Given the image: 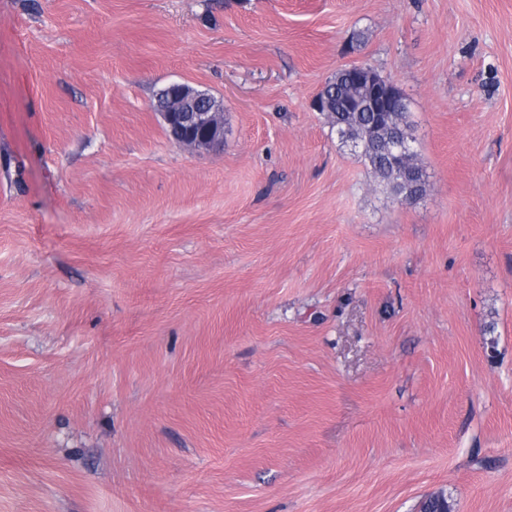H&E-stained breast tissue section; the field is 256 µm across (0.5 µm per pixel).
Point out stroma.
<instances>
[{
    "mask_svg": "<svg viewBox=\"0 0 512 512\" xmlns=\"http://www.w3.org/2000/svg\"><path fill=\"white\" fill-rule=\"evenodd\" d=\"M365 63L415 203L313 108ZM434 494L512 512V0H0V512ZM167 106L158 112L163 124L177 134L175 145L191 151H211L224 146V105H216L196 88L172 82L162 95ZM170 131H167L171 137Z\"/></svg>",
    "mask_w": 512,
    "mask_h": 512,
    "instance_id": "stroma-1",
    "label": "stroma"
}]
</instances>
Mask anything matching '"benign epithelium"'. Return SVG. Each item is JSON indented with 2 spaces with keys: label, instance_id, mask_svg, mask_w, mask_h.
I'll return each instance as SVG.
<instances>
[{
  "label": "benign epithelium",
  "instance_id": "1",
  "mask_svg": "<svg viewBox=\"0 0 512 512\" xmlns=\"http://www.w3.org/2000/svg\"><path fill=\"white\" fill-rule=\"evenodd\" d=\"M162 99L167 106L159 112L163 124L176 132L175 145L191 151H211L224 146V105L208 100L196 88L172 82Z\"/></svg>",
  "mask_w": 512,
  "mask_h": 512
}]
</instances>
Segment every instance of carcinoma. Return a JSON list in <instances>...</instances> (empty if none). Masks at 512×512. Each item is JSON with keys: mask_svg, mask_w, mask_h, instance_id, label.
<instances>
[{"mask_svg": "<svg viewBox=\"0 0 512 512\" xmlns=\"http://www.w3.org/2000/svg\"><path fill=\"white\" fill-rule=\"evenodd\" d=\"M321 94L340 144L364 158L374 177L392 196L409 203L422 197L426 175L419 160L405 163L393 151L412 140L405 98L399 97L394 112H368L364 88L344 68L327 81ZM422 512H452V505L436 495L423 503Z\"/></svg>", "mask_w": 512, "mask_h": 512, "instance_id": "1", "label": "carcinoma"}]
</instances>
